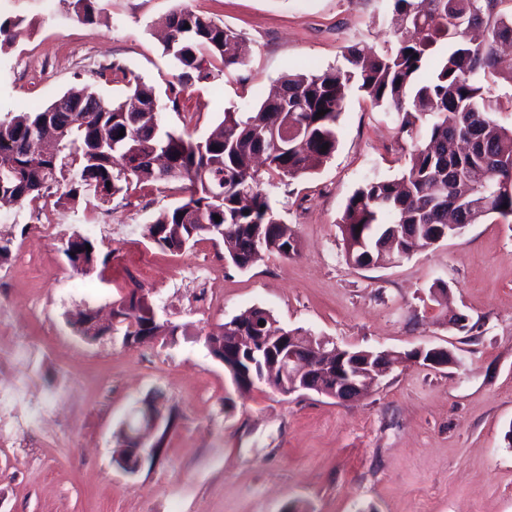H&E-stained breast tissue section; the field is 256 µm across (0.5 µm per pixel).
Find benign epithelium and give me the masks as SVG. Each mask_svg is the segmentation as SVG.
Masks as SVG:
<instances>
[{"label": "benign epithelium", "instance_id": "benign-epithelium-1", "mask_svg": "<svg viewBox=\"0 0 512 512\" xmlns=\"http://www.w3.org/2000/svg\"><path fill=\"white\" fill-rule=\"evenodd\" d=\"M247 362L259 364L272 374L288 381V393H316L338 401H350L365 395L371 385L394 364L401 354L391 350H357L324 342H306L300 336H262L253 332L248 321L238 325V333L218 358L230 371H242V355ZM425 364L442 367L457 365V357L442 347L419 349ZM162 414L152 413L147 427L135 435L134 455L125 469L135 475L147 461L158 460L163 436Z\"/></svg>", "mask_w": 512, "mask_h": 512}]
</instances>
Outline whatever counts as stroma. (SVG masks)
Returning <instances> with one entry per match:
<instances>
[{
  "label": "stroma",
  "mask_w": 512,
  "mask_h": 512,
  "mask_svg": "<svg viewBox=\"0 0 512 512\" xmlns=\"http://www.w3.org/2000/svg\"><path fill=\"white\" fill-rule=\"evenodd\" d=\"M95 22L78 21L72 0H0V21L20 19L0 50V118L46 106L86 85L120 99L105 82L115 63L164 91L178 70L164 54L160 22L186 7L240 34L243 66L183 93L166 129L207 136L225 111L253 112L277 79L311 65L344 63L346 47L382 51L397 42L394 0H96ZM339 145L319 169L273 180L266 191L300 251L266 255L246 270L208 239L175 254L143 227L184 198L177 184L139 186L100 208L56 207V233L39 237L31 204L0 208V235L13 238L0 263V336L24 358L0 357L30 386L6 420L0 445V512H512V223L487 219L451 239L377 268L347 264L337 222L368 178L392 179L408 143L393 114L352 97ZM89 236L107 265L76 274L62 252ZM447 283L448 298L433 286ZM140 286L159 316L185 334L130 347L121 336L88 342L67 317L108 310ZM278 326L343 347L405 353L442 346L458 365L406 362L365 397L340 402L265 386L237 391L206 335L252 307ZM471 327L452 328V313ZM156 398L178 415L160 459L136 476L112 457L114 432L136 402Z\"/></svg>",
  "instance_id": "1"
}]
</instances>
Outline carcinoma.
<instances>
[{
  "label": "carcinoma",
  "mask_w": 512,
  "mask_h": 512,
  "mask_svg": "<svg viewBox=\"0 0 512 512\" xmlns=\"http://www.w3.org/2000/svg\"><path fill=\"white\" fill-rule=\"evenodd\" d=\"M505 2L396 0L409 37L382 54L353 45L343 67L286 74L257 111L224 112L222 123L201 141L162 130L161 114L179 110L188 86L242 64L239 35L185 7L176 9L163 20L164 51L181 73L165 97L110 63L97 76H122L130 85L126 100H105L85 88L62 96L63 112L54 102L0 118V203L46 204L53 197L56 205H74L91 196L107 205L135 182H183L186 199L159 211L147 227L154 244L180 253L205 236L220 239L225 258L240 270L266 254L289 258L298 253V239L272 208L254 162L263 160L271 180L317 169L336 152L340 117L348 99L359 94L398 115V134L410 140V151L398 178H368L348 198L338 221L347 263L384 265L389 255L378 245L388 236L395 238V250L408 255L450 222L512 217V127L495 118L502 109L495 85L512 88V72H496V47L512 45V12L502 9ZM94 4L74 0L78 19L93 21ZM20 24L0 22V48L14 41ZM320 110L326 114L318 117ZM286 119L298 130L282 151L272 130ZM127 127L133 133L119 136ZM37 129L52 131V139L41 141ZM160 153L168 158L165 167L154 164ZM63 252L83 275L109 261L80 233L67 238ZM112 305L126 336H142L147 327L164 339L180 329L159 319L135 289ZM235 323L220 324L205 337L210 353L219 354L236 334ZM257 384L288 392L278 377L257 373L251 385ZM137 422L135 414L115 432L113 461L120 469L130 455L127 431Z\"/></svg>",
  "instance_id": "1"
}]
</instances>
